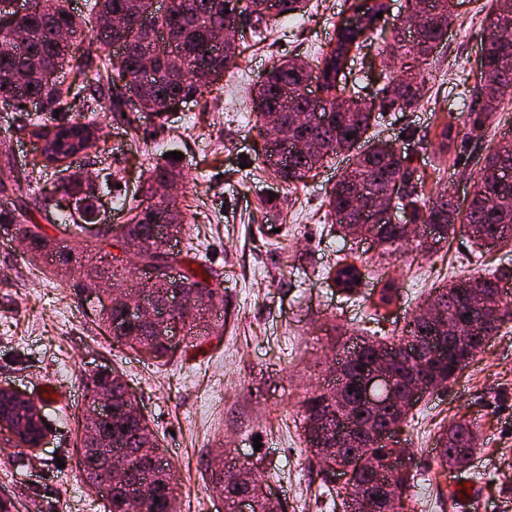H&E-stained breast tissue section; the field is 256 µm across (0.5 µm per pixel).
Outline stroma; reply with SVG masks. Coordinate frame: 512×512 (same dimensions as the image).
Listing matches in <instances>:
<instances>
[{
  "mask_svg": "<svg viewBox=\"0 0 512 512\" xmlns=\"http://www.w3.org/2000/svg\"><path fill=\"white\" fill-rule=\"evenodd\" d=\"M492 0H465L425 70L428 102L405 112L377 115L369 135L396 143L425 175L443 168L441 188L467 206L484 157L512 137V93L488 121L480 142L458 135L449 157L435 155L438 116L460 123L474 107L464 80L476 70ZM343 0H310L305 15L279 20L262 42L242 26L238 69L225 73L220 97L205 95L169 113L164 135L142 115L130 138L110 113L97 112L103 137L99 160L115 164L133 194L149 176L148 164L176 151L187 174L179 202L190 205L185 239L201 242L218 274L216 302L223 325L199 346L177 347L162 365L128 350L106 330L96 296L82 288L75 261L85 247L53 213L36 211L54 246H66L71 264L44 266L22 240L18 224H0V384L35 401L47 425L42 447L20 448L0 435V496L14 512H104V501L85 482L78 448L85 424L90 374L122 372L140 410L157 435L158 448L178 486L179 512H224L213 491L210 465L257 463L270 492L286 512H343L339 497L320 489V475L304 438L300 407L307 389L323 383L339 328L351 337L400 335L431 289L449 280L498 270L512 272V243L475 249L463 233L432 251L410 244L394 256L370 240L351 244L333 223L327 196L346 168V156H330L296 187L258 168L261 139L250 91L279 59L314 60L345 17ZM379 62L350 61L353 97L368 104L382 86ZM19 168L38 153L14 112H0V151ZM356 249L362 263L361 293L348 298L328 279L338 256ZM393 300L373 324L384 284ZM52 386L58 403L45 401ZM474 421L478 441L464 477L480 486L479 501L450 503L441 487L436 439L450 421ZM409 449L415 485L408 512H512V317L491 336L456 379L423 395L394 441Z\"/></svg>",
  "mask_w": 512,
  "mask_h": 512,
  "instance_id": "1",
  "label": "stroma"
}]
</instances>
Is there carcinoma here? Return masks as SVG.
<instances>
[{
  "label": "carcinoma",
  "instance_id": "1",
  "mask_svg": "<svg viewBox=\"0 0 512 512\" xmlns=\"http://www.w3.org/2000/svg\"><path fill=\"white\" fill-rule=\"evenodd\" d=\"M154 0H89V14L95 35L87 38L83 25L63 4V0H32L29 12L18 24L26 32L25 40L14 39L13 20L16 14L14 0H0V98L14 101V109L23 112L29 133L45 140L50 153L56 158L46 165H58L86 140L89 132L95 139L101 137V127L93 118L78 112L53 127L42 121L40 115L28 109V103L39 100L42 111L71 109L69 99H77L83 92L102 94L101 100L110 102L108 111L112 120L126 126L131 137L139 135L137 121L123 117L126 107L137 101L135 110L146 112L164 122L168 105L176 100L194 101L210 92L212 83L203 80L205 71L220 67L223 71L237 67L241 51L224 46L214 52L209 46L210 36L224 29L232 18H240L251 26L255 41L264 39L266 32L281 16L297 17L306 13V0H171L167 18L157 25L130 29L122 36V59L109 57L94 62L92 46L97 50L112 44V31L106 22L116 14L148 17L154 14ZM353 22L336 27V38L320 48L316 56L318 89L321 96L312 100L303 94L312 73L308 63L301 59H288L275 63L259 82L252 96L253 111L259 123L258 131L267 127L288 130V143L311 141L305 154H291L283 158L262 149L260 163L271 170L275 178L291 186L304 180L319 167L324 158L347 151L364 139L373 121L374 106L366 105L346 93L348 61L382 43L381 74L385 82L379 90L378 106L382 111L412 109L423 102L426 78L419 70H395L390 62L400 50L415 51L425 58L443 40L449 24L454 20L455 0H423L406 17L413 26L412 45L400 41L388 42L377 13L387 12L386 0H345ZM489 23L501 26L506 37L487 38L482 45L483 69L474 74L470 93L475 100L474 110L468 114L463 127L469 129L467 137L480 140L485 135L484 122L488 113L498 111L505 92L512 90V0H496V9ZM66 28L69 38L61 41L57 32ZM78 61L92 73L85 85L62 88V81L48 80L59 63ZM309 113V120L293 124L295 114ZM12 169V158L0 151V198L7 204L0 206V224H22L23 233L32 244L31 252L46 259L53 245L42 225L35 222L29 206L16 200L23 193V185L32 182L30 174L3 176L4 169ZM92 182L81 172H72L61 185L62 195L75 196L91 209L98 200V190L112 192L129 213L125 226L91 227L92 221L72 211H60L58 221L67 225L70 234L88 235L94 240L96 254H111L110 248L119 244V238L130 236L141 240L145 253L143 260L176 261V255L162 248L153 236L152 225L177 221V232L184 230L185 216L170 199L158 195V187L179 177L170 165L156 164L149 170L144 198H128L127 189L116 187L120 180L110 168L102 167ZM400 182L395 201L398 208L410 211L415 224H437L441 231L438 239L460 231L482 248L490 243L500 244L512 240V140L499 142L496 149L484 157L482 172L475 181L472 197L466 209H460L447 191L431 193L427 179L415 173L406 157L391 143L377 140L360 153L352 165L336 182L328 198V207L335 223L347 236L358 238V233L378 230L379 241L385 252L393 256L409 241L407 228L399 224H371L363 218L357 205V196L366 187L385 194L389 184ZM182 262L187 264L186 274L162 283L152 291L154 295L178 289L188 298L207 297L208 306L187 308L178 317L189 336H199V329L207 326L214 299L220 289L211 287V270L200 251L191 248ZM328 277L348 296L359 294L357 279L362 272L356 261L344 257L329 268ZM503 275L497 272L480 277L450 281L448 285L432 291L423 307L440 306L452 319L454 332L446 345L439 346L438 330L416 312L408 321L405 334L399 337H371L362 340L367 345L363 356L351 361L350 350L342 351L344 383L342 388L328 384L308 391L302 401V425L308 429L324 417L348 408L359 415L361 424L370 428L375 424L402 426L411 407L396 408L373 419L370 412L360 407L356 381L359 373L382 358H389L394 383L403 391L420 382L439 379L448 382L471 364L487 340L498 333L505 319L512 315V304L500 293ZM144 312L127 322L117 310L105 306L102 319L112 328L117 342L132 351L147 354L155 361L170 356L171 346L155 335L152 320L158 314L153 298L144 301ZM432 338L430 346L416 362H409L403 347L414 341ZM112 427L106 432L112 437V447L95 448L81 455V465L89 486H95L105 474L108 456L122 455L135 464H148L147 484L142 491L138 512H177L176 486L169 468L159 460L156 437L152 429L139 432L125 414L122 374L112 377ZM331 436L324 450L313 452L319 471L328 476L338 470L358 471L355 482L345 487V498L358 492H368L380 501L379 512H405L414 476L406 470L398 473L391 485L380 482L387 461L396 449L366 434L347 446H337L332 434L336 421L324 424ZM475 436L473 424L457 421L442 430L436 440L438 456L443 469L463 468L470 463L469 453L475 450L471 439ZM258 467L242 464L232 471L224 470L223 463L215 464L211 479L221 487L224 499L233 500L240 493L250 495L254 512H284L283 503L267 496V487L256 476Z\"/></svg>",
  "mask_w": 512,
  "mask_h": 512
}]
</instances>
